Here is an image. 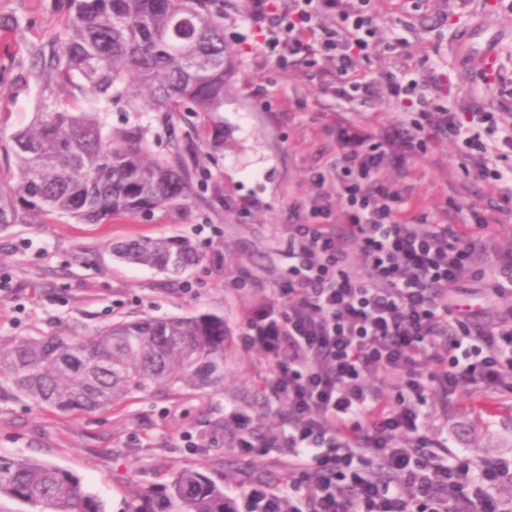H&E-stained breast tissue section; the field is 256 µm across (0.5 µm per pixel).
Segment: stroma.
Returning a JSON list of instances; mask_svg holds the SVG:
<instances>
[{
	"label": "stroma",
	"instance_id": "obj_1",
	"mask_svg": "<svg viewBox=\"0 0 512 512\" xmlns=\"http://www.w3.org/2000/svg\"><path fill=\"white\" fill-rule=\"evenodd\" d=\"M380 47L367 63L373 76L414 70L417 77L447 73L448 103L467 112L512 91V0H373ZM247 0H224V38L237 55L234 90L217 120L184 112L164 124L156 112H112V127H149L152 150H171L172 134H189L197 146L195 193L186 207L159 210L147 218L119 216L105 224L66 218L47 224H14L0 232V336H36L70 329L83 336L122 319L223 317L237 335L245 311L257 307L288 266L286 242L291 212H305L315 189L312 170L336 157L327 126L344 117L374 130L396 116L392 103L337 100L319 68H282L248 50L255 39L244 20ZM0 11L31 24L36 38L62 19L58 0H0ZM496 37L499 79L482 82L460 55L470 29ZM34 94L15 88L0 99V140L26 126ZM459 142L429 143L405 168L391 169L411 202L430 220L448 217L450 201L485 203L487 189L468 176ZM190 240L203 260L173 280L155 269L116 259L112 242L130 238ZM269 365L236 343L224 347V390L159 391L87 413H60L25 400L0 401V452L35 457L72 472L97 495L106 512H129L142 496L169 487L175 474L193 468L221 486L245 477L275 481L288 457L282 449L241 456L236 434L224 424L225 407L255 423H276L260 407L254 385ZM448 443L475 456L512 452V405L481 406L468 390L447 402L431 401Z\"/></svg>",
	"mask_w": 512,
	"mask_h": 512
}]
</instances>
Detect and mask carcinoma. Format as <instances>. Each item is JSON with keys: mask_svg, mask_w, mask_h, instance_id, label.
<instances>
[{"mask_svg": "<svg viewBox=\"0 0 512 512\" xmlns=\"http://www.w3.org/2000/svg\"><path fill=\"white\" fill-rule=\"evenodd\" d=\"M61 2V23L35 40L21 17L0 13V29L25 45L21 61L0 68V87L36 94L30 123L0 146V229L35 217L102 224L186 206L197 153L190 136L156 158L145 127L114 129L104 114L222 111L235 56L224 10L215 0ZM111 251L170 278L201 261L179 238L133 239ZM224 336V318L209 314L122 320L93 336H0V399L72 413L156 389L221 393ZM2 496L45 512H105L70 471L15 454L0 453ZM172 500L181 512H225L224 487L192 468L176 473Z\"/></svg>", "mask_w": 512, "mask_h": 512, "instance_id": "obj_1", "label": "carcinoma"}]
</instances>
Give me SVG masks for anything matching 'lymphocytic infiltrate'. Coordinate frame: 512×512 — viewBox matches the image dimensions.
Returning a JSON list of instances; mask_svg holds the SVG:
<instances>
[{"instance_id":"1","label":"lymphocytic infiltrate","mask_w":512,"mask_h":512,"mask_svg":"<svg viewBox=\"0 0 512 512\" xmlns=\"http://www.w3.org/2000/svg\"><path fill=\"white\" fill-rule=\"evenodd\" d=\"M247 16L258 57L329 60L337 98L382 96L398 115L378 134L337 120L336 202L289 225L287 277L243 317L241 348L272 366L257 390L287 412L268 434L232 410L224 421L239 453L282 448L291 464L277 483L225 489L226 512H512L500 493L512 456L449 446L425 410L429 396L464 386L512 401V308H476L451 291L466 283L512 298V251H491L498 227L481 205L455 202L447 221L430 222L386 176L428 142L455 139L473 178L512 204V175L490 165L512 152V93L456 112L414 104L418 79L363 74L379 47L371 0H248ZM388 379L391 400L375 388Z\"/></svg>"}]
</instances>
